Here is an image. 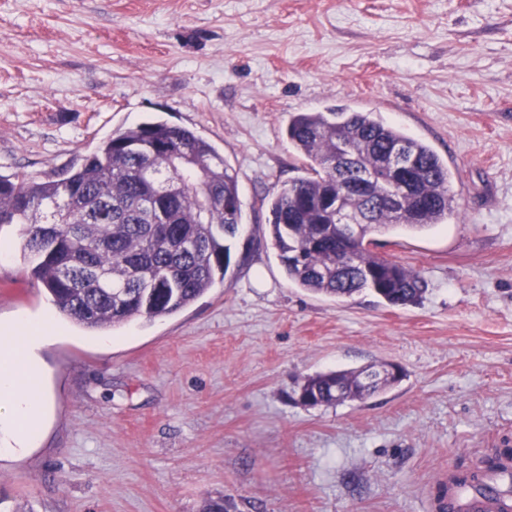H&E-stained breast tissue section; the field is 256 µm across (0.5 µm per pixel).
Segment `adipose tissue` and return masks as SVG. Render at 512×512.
<instances>
[{
  "instance_id": "adipose-tissue-1",
  "label": "adipose tissue",
  "mask_w": 512,
  "mask_h": 512,
  "mask_svg": "<svg viewBox=\"0 0 512 512\" xmlns=\"http://www.w3.org/2000/svg\"><path fill=\"white\" fill-rule=\"evenodd\" d=\"M51 333L50 323L21 314L0 345V426L11 432L0 443L2 452L23 451L42 433L48 397L41 387L43 368L34 351Z\"/></svg>"
}]
</instances>
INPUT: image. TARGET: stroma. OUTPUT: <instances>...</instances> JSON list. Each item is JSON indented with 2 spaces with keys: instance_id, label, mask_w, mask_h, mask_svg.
<instances>
[{
  "instance_id": "obj_1",
  "label": "stroma",
  "mask_w": 512,
  "mask_h": 512,
  "mask_svg": "<svg viewBox=\"0 0 512 512\" xmlns=\"http://www.w3.org/2000/svg\"><path fill=\"white\" fill-rule=\"evenodd\" d=\"M370 111L447 160L456 217L378 235L419 305L290 282L267 202L302 174L296 112ZM194 129L238 178L222 284L152 321L56 317L41 438L0 455V512H431L441 474L512 441V0H0V175L60 178L113 131ZM54 314L0 262V327ZM391 362L365 401L297 380Z\"/></svg>"
}]
</instances>
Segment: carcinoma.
I'll return each mask as SVG.
<instances>
[{
	"instance_id": "cac0c4a2",
	"label": "carcinoma",
	"mask_w": 512,
	"mask_h": 512,
	"mask_svg": "<svg viewBox=\"0 0 512 512\" xmlns=\"http://www.w3.org/2000/svg\"><path fill=\"white\" fill-rule=\"evenodd\" d=\"M286 133L304 175L268 202V238L288 280L338 300L369 290L393 307L420 302L424 279L373 252L370 236L448 223L457 211L448 164L372 112H296ZM394 149L414 161L396 185L380 166ZM348 207L362 215L349 245L336 218ZM3 224L20 226V258L57 311L102 329L171 315L224 283L242 209L237 175L209 141L151 121L114 131L63 179L0 176ZM366 370L308 375L298 383L299 403L363 401L404 377L366 385ZM499 467L489 457L455 485L477 490Z\"/></svg>"
}]
</instances>
